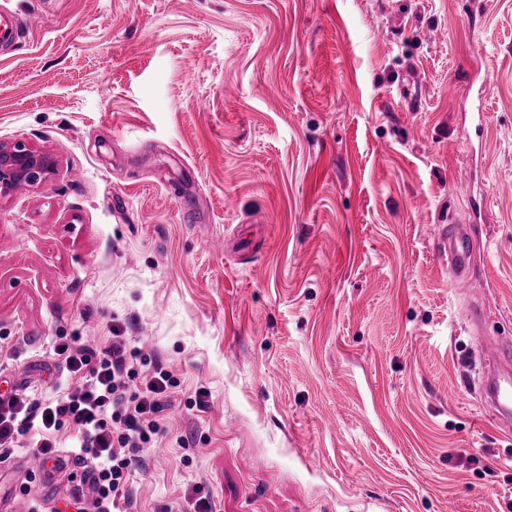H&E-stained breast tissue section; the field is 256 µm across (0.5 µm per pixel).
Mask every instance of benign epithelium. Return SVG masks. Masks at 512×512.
Segmentation results:
<instances>
[{"mask_svg": "<svg viewBox=\"0 0 512 512\" xmlns=\"http://www.w3.org/2000/svg\"><path fill=\"white\" fill-rule=\"evenodd\" d=\"M57 172V163L48 153L24 141L0 143V191L6 192L19 183L29 186L45 184Z\"/></svg>", "mask_w": 512, "mask_h": 512, "instance_id": "7a95c632", "label": "benign epithelium"}]
</instances>
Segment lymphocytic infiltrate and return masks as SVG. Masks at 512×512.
Wrapping results in <instances>:
<instances>
[{"label":"lymphocytic infiltrate","instance_id":"1","mask_svg":"<svg viewBox=\"0 0 512 512\" xmlns=\"http://www.w3.org/2000/svg\"><path fill=\"white\" fill-rule=\"evenodd\" d=\"M55 353L73 387L41 400L19 393L1 397L0 459L25 435L41 458H56L55 434L69 428L88 480L87 488L73 489V500L91 499L92 512H131L130 474L146 467L144 448L164 434L177 382L170 371L147 361L118 327L102 348L64 341Z\"/></svg>","mask_w":512,"mask_h":512}]
</instances>
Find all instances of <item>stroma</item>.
Listing matches in <instances>:
<instances>
[{
  "instance_id": "obj_1",
  "label": "stroma",
  "mask_w": 512,
  "mask_h": 512,
  "mask_svg": "<svg viewBox=\"0 0 512 512\" xmlns=\"http://www.w3.org/2000/svg\"><path fill=\"white\" fill-rule=\"evenodd\" d=\"M1 7L0 143L59 166L0 194V394H62L56 342L131 319L178 382L137 512L198 485L216 512H512L478 354L512 340V0ZM28 454L0 512H78L71 450L46 478ZM437 247L443 256H448L452 287L456 290L466 288L476 253L475 240L468 225L444 227L438 236Z\"/></svg>"
}]
</instances>
